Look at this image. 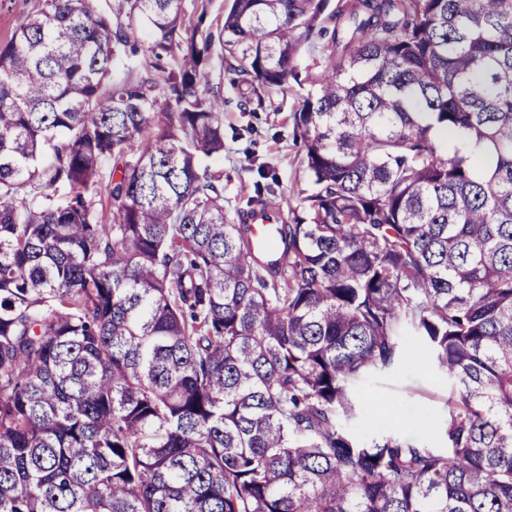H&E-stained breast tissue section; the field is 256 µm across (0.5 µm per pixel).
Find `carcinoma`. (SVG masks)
<instances>
[{"label":"carcinoma","instance_id":"carcinoma-1","mask_svg":"<svg viewBox=\"0 0 512 512\" xmlns=\"http://www.w3.org/2000/svg\"><path fill=\"white\" fill-rule=\"evenodd\" d=\"M208 6L39 0L0 42V512H512V0ZM213 56L259 107L309 86L273 256L278 179L235 221L202 165ZM405 336L445 448L347 426Z\"/></svg>","mask_w":512,"mask_h":512}]
</instances>
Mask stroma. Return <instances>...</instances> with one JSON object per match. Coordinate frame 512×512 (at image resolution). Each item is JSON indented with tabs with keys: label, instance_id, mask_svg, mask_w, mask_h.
Listing matches in <instances>:
<instances>
[{
	"label": "stroma",
	"instance_id": "35a3bbf8",
	"mask_svg": "<svg viewBox=\"0 0 512 512\" xmlns=\"http://www.w3.org/2000/svg\"><path fill=\"white\" fill-rule=\"evenodd\" d=\"M221 71L220 63H213L211 76L220 79L224 96V152L203 163L224 173L225 213L232 218L244 207L261 165L279 178L282 209L296 207V188L305 185L306 177L299 165L302 147L293 138L288 116L298 105L299 90L270 93L259 107L246 101L239 86L221 79ZM447 396L446 376L417 359L363 380L354 392L357 415L350 426L363 440L395 432L441 447Z\"/></svg>",
	"mask_w": 512,
	"mask_h": 512
}]
</instances>
